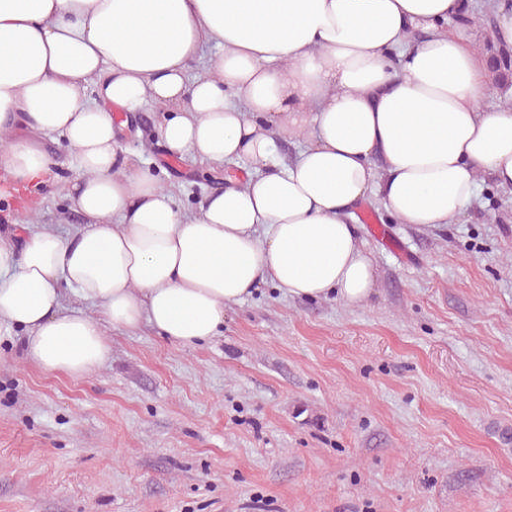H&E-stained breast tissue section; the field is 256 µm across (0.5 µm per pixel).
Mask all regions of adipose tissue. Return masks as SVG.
Masks as SVG:
<instances>
[{"label":"adipose tissue","instance_id":"ef3b65f1","mask_svg":"<svg viewBox=\"0 0 512 512\" xmlns=\"http://www.w3.org/2000/svg\"><path fill=\"white\" fill-rule=\"evenodd\" d=\"M460 0H0V168L18 189L55 160L17 127L61 138L84 222L0 238V332L40 368L79 378L110 330L191 346L269 281L289 295L370 297L355 230L378 197L398 223L459 220L481 174L512 187V108ZM206 62L194 72L198 57ZM161 106L169 157L232 163L196 210L140 155L119 157L115 111ZM307 136L293 162L279 136ZM94 313L69 311L64 290Z\"/></svg>","mask_w":512,"mask_h":512}]
</instances>
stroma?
Returning <instances> with one entry per match:
<instances>
[{"mask_svg":"<svg viewBox=\"0 0 512 512\" xmlns=\"http://www.w3.org/2000/svg\"><path fill=\"white\" fill-rule=\"evenodd\" d=\"M126 114L120 155L163 165L181 201L215 187ZM54 186L18 225L66 231L81 215L57 137ZM356 232L375 260L361 305L263 283L191 347L115 330L79 379L0 339V512H512V188L481 176L451 224Z\"/></svg>","mask_w":512,"mask_h":512,"instance_id":"1","label":"stroma"}]
</instances>
